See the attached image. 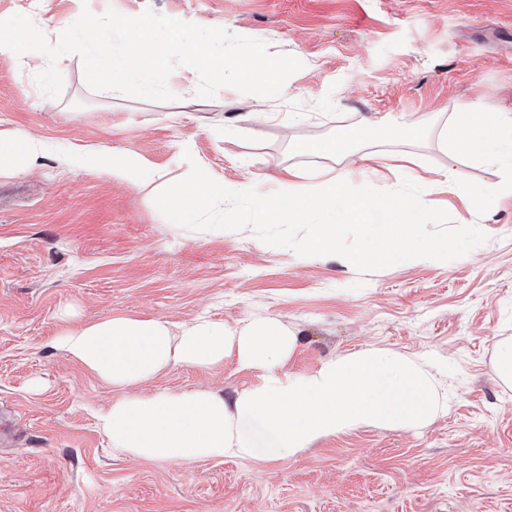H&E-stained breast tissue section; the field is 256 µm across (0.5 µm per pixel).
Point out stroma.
<instances>
[{
    "label": "stroma",
    "mask_w": 512,
    "mask_h": 512,
    "mask_svg": "<svg viewBox=\"0 0 512 512\" xmlns=\"http://www.w3.org/2000/svg\"><path fill=\"white\" fill-rule=\"evenodd\" d=\"M110 8L221 27L302 67L276 99L224 87L161 102L91 90L66 54L53 99L34 82L44 55L0 56V133L48 146L35 168L0 176V512H512V387L492 372L497 342L512 337V197L484 195L502 168L462 161L452 187L417 202L421 236L448 240L443 266L304 255L284 241L308 225L268 211L291 166L334 168L353 193L442 179L451 113L512 114V0H0V16L29 15L48 35ZM410 122L420 137L355 145V166L297 149L360 123ZM85 150L139 154L160 177L130 185L59 161ZM193 167L228 189L253 181L262 197L225 201L223 236L194 232L155 205ZM203 314L296 330L297 373L363 348L420 356L448 409L416 430L357 428L270 464L117 453L98 415L118 389L56 337L116 315L179 327ZM255 379L228 360L170 367L140 390L230 395Z\"/></svg>",
    "instance_id": "obj_1"
}]
</instances>
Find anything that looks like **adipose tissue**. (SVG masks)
Here are the masks:
<instances>
[{"label": "adipose tissue", "mask_w": 512, "mask_h": 512, "mask_svg": "<svg viewBox=\"0 0 512 512\" xmlns=\"http://www.w3.org/2000/svg\"><path fill=\"white\" fill-rule=\"evenodd\" d=\"M387 133V128L361 124L338 136L309 138L299 149L345 159L353 144ZM440 135L449 166L473 158L501 165L504 176L488 185L485 194L512 196L511 115L455 112ZM43 155L41 139L21 131L0 135V175ZM71 163L131 184L151 171L143 156L129 152H89ZM156 204L178 223L194 226L204 212L222 210L224 190L189 177L159 196ZM275 210L295 223L311 224L310 235L296 242L300 251L333 257L347 266L448 261L447 239L418 234L417 211L407 194H352L339 173L286 169ZM350 226L358 228L363 247L343 254L339 243ZM56 342L74 361L121 389V397L100 414L99 423L114 449L136 459L184 465L213 458L274 463L362 426L417 429L448 406L427 363L390 349L364 348L307 372H292L288 364L301 340L272 319L229 327L201 317L175 330L157 318L119 315L65 328ZM227 359L256 374L253 384L234 395L205 389L137 391L168 367L205 371Z\"/></svg>", "instance_id": "1"}]
</instances>
